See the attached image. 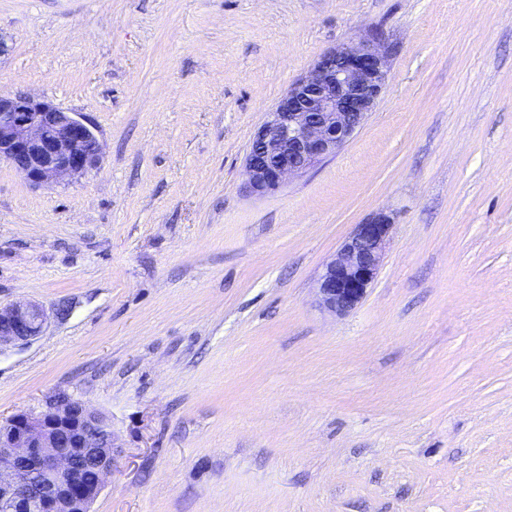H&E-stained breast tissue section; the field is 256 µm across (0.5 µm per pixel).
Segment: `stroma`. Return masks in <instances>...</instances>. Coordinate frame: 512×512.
I'll return each mask as SVG.
<instances>
[{
  "label": "stroma",
  "instance_id": "1",
  "mask_svg": "<svg viewBox=\"0 0 512 512\" xmlns=\"http://www.w3.org/2000/svg\"><path fill=\"white\" fill-rule=\"evenodd\" d=\"M379 30L386 90L336 154L246 187L250 139ZM0 92L77 112L96 168L0 161V418L54 393L123 450L92 512H512V0H0ZM394 219L350 312L319 275ZM47 323V315L37 303L23 302L0 307V348L3 343H24L42 336Z\"/></svg>",
  "mask_w": 512,
  "mask_h": 512
}]
</instances>
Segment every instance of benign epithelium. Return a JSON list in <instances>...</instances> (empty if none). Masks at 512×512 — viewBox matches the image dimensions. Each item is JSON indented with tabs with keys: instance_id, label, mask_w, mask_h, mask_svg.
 Instances as JSON below:
<instances>
[{
	"instance_id": "benign-epithelium-1",
	"label": "benign epithelium",
	"mask_w": 512,
	"mask_h": 512,
	"mask_svg": "<svg viewBox=\"0 0 512 512\" xmlns=\"http://www.w3.org/2000/svg\"><path fill=\"white\" fill-rule=\"evenodd\" d=\"M389 76L380 34L323 54L280 98L251 139L249 190L266 195L336 155L362 128ZM100 144L80 114L27 95L0 94V160L33 185L96 167ZM392 228L378 213L355 225L323 268L316 301L334 313L354 309L380 268ZM48 323L37 303L0 307V345L29 342ZM121 448L106 417L68 394L0 419V512H91Z\"/></svg>"
}]
</instances>
